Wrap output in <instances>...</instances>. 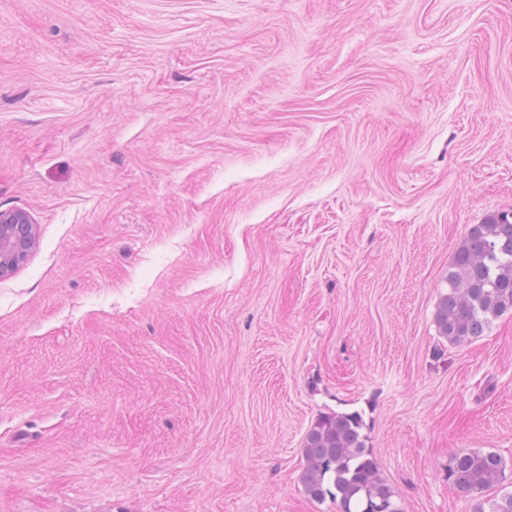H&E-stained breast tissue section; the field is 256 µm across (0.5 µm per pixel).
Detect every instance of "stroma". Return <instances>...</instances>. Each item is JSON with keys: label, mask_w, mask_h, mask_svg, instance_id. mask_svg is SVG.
I'll return each instance as SVG.
<instances>
[{"label": "stroma", "mask_w": 512, "mask_h": 512, "mask_svg": "<svg viewBox=\"0 0 512 512\" xmlns=\"http://www.w3.org/2000/svg\"><path fill=\"white\" fill-rule=\"evenodd\" d=\"M0 512H337L360 412L404 512L512 470V313L451 346L459 242L512 215V0H0ZM36 244L33 216L23 209L0 210V278L17 271ZM360 413H324L303 439L305 465L300 481L312 500L336 503L338 512H402L392 486L366 446ZM448 487L468 497L474 512H512V490L487 494L508 481L506 465L496 452L474 450L448 460Z\"/></svg>", "instance_id": "obj_1"}]
</instances>
